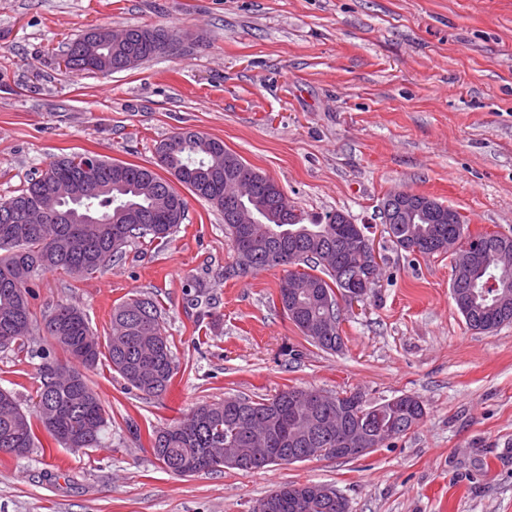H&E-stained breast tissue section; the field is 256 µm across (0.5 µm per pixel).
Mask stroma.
Wrapping results in <instances>:
<instances>
[{
  "instance_id": "1",
  "label": "stroma",
  "mask_w": 512,
  "mask_h": 512,
  "mask_svg": "<svg viewBox=\"0 0 512 512\" xmlns=\"http://www.w3.org/2000/svg\"><path fill=\"white\" fill-rule=\"evenodd\" d=\"M127 26L200 40L118 73L65 69L71 39ZM184 130L223 141L307 221L341 210L372 226L381 275L342 307V349L322 351L280 308L283 269L227 276L224 218L192 196L167 244L128 246L89 278L39 277L36 317L72 304L101 337L118 303L159 302L178 370L147 399L99 362L87 377L111 421L106 443L75 452L43 432L29 458L0 454V512H253L279 485L307 481L331 485L349 512H512V324L469 329L450 255L400 249L379 215L407 190L471 231L512 233V0H0V198L63 155L153 166L159 143ZM51 345L38 332L0 349V387L22 408ZM291 387L372 403L412 394L426 414L355 461L186 477L126 424Z\"/></svg>"
}]
</instances>
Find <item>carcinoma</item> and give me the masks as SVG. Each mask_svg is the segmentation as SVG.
<instances>
[{"label":"carcinoma","instance_id":"1","mask_svg":"<svg viewBox=\"0 0 512 512\" xmlns=\"http://www.w3.org/2000/svg\"><path fill=\"white\" fill-rule=\"evenodd\" d=\"M166 29L129 26V44L116 47L103 44L94 60L79 57L83 38L69 44L65 68L70 71L108 73L117 57L136 47L143 61L167 55L163 49ZM175 142L169 157L157 153V165L170 173L195 197L224 211V177L245 165L237 154L224 148L220 140L195 131L168 137ZM87 155L62 156L50 162L45 171L29 179L17 194L0 200V349L23 347L32 335L37 320L30 299L32 282L45 273L63 271L78 277L91 276L120 259L127 246L147 240L164 244L183 223L187 210L185 197L172 181L154 170L118 161L99 160L96 179L105 186L101 193L93 188L81 206L100 213L106 223L82 224L75 236L73 225L51 219L38 224L27 221L31 211L42 208L61 187L66 175L85 163ZM259 182L257 192L246 199V206L257 212L260 223L253 225L255 240L245 247L238 242L239 225L224 221L237 262L232 272L245 276L253 270L276 268L281 262L267 258L268 238L288 230V246L297 252L286 262L289 269L281 278L278 301L288 319L309 337L314 346L337 352L342 345L334 335H319L314 324L336 321L340 317L338 295L343 279L363 269L365 254L355 243H347L350 224H332L339 215L326 214L324 222L305 224L282 192L268 191L272 178L249 168ZM423 208L414 215L390 225L388 235L398 247L408 251L422 241L436 240L441 252L457 238L456 227L467 239L483 245L479 250L453 252L452 277L459 284L454 302L470 329L491 332L512 322V286L488 285L504 269L512 270V235L471 234L461 215L457 224L448 223L449 206L419 195ZM43 331L68 358L61 363L42 350L40 384L33 409L25 410L13 394L0 389V448H20L18 458L28 456L39 444L38 431L47 432L56 442L73 451L99 448L109 428L108 417L98 393L86 376L72 369L71 378H56L52 369H67L76 363L90 370L105 354L112 370L147 398H160L168 391L176 364L164 334L162 309L147 298H130L112 309L108 336L100 338L89 327L86 315L77 307L60 304L44 318ZM299 388L291 387L270 398L258 400L228 397L221 402L204 403L188 414L172 419L147 433L155 458L171 473L176 464L189 456L205 454L212 469L224 468V449L236 448L243 454L242 472L258 469L252 464V449L261 447L255 435L272 436L275 447L288 452L301 448H326V457H336L338 439L347 429L361 430L367 422L392 426L389 439L406 435L418 425L425 407L417 397L407 396L405 406L377 403L363 412L358 392L336 393L324 397L313 408L293 399ZM307 487L289 484L261 499L279 505L268 512H340L336 504L307 495L296 510L285 496Z\"/></svg>","mask_w":512,"mask_h":512}]
</instances>
